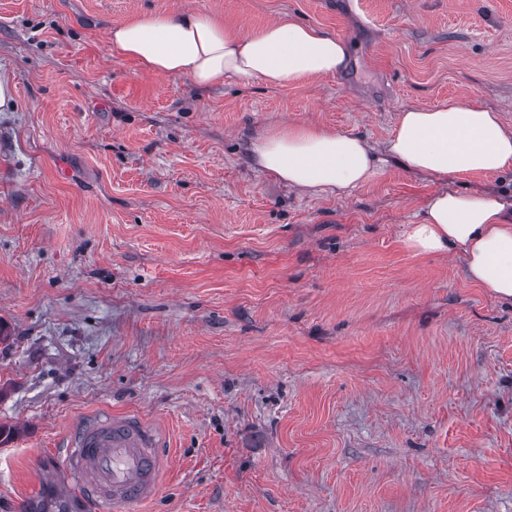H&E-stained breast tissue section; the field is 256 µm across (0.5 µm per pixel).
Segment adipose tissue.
<instances>
[{
  "label": "adipose tissue",
  "mask_w": 512,
  "mask_h": 512,
  "mask_svg": "<svg viewBox=\"0 0 512 512\" xmlns=\"http://www.w3.org/2000/svg\"><path fill=\"white\" fill-rule=\"evenodd\" d=\"M110 43L144 69L188 77L200 88L227 76L285 87L304 78L336 75L350 58L341 39L298 22H274L243 36L191 10L113 27ZM247 154L256 170L288 186L341 195L370 182L390 162L435 179L511 169L512 130L494 109L451 100L403 109L379 149L356 135L299 125L255 131ZM404 242L418 254L457 255L470 281L512 302V197L436 191L418 223L408 225Z\"/></svg>",
  "instance_id": "adipose-tissue-1"
}]
</instances>
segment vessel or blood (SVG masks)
I'll use <instances>...</instances> for the list:
<instances>
[{
    "label": "vessel or blood",
    "instance_id": "obj_1",
    "mask_svg": "<svg viewBox=\"0 0 512 512\" xmlns=\"http://www.w3.org/2000/svg\"><path fill=\"white\" fill-rule=\"evenodd\" d=\"M65 463L72 488L89 502L128 506L157 497L167 459L149 425L104 410L71 438Z\"/></svg>",
    "mask_w": 512,
    "mask_h": 512
}]
</instances>
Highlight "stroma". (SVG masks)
Listing matches in <instances>:
<instances>
[{"mask_svg": "<svg viewBox=\"0 0 512 512\" xmlns=\"http://www.w3.org/2000/svg\"><path fill=\"white\" fill-rule=\"evenodd\" d=\"M183 8L307 23L349 63L201 90L112 49ZM1 78L0 512H113L59 496L104 410L169 455L132 512H512V304L403 243L432 192L512 173L314 196L244 151L305 123L379 147L452 98L512 129V0H0Z\"/></svg>", "mask_w": 512, "mask_h": 512, "instance_id": "stroma-1", "label": "stroma"}]
</instances>
